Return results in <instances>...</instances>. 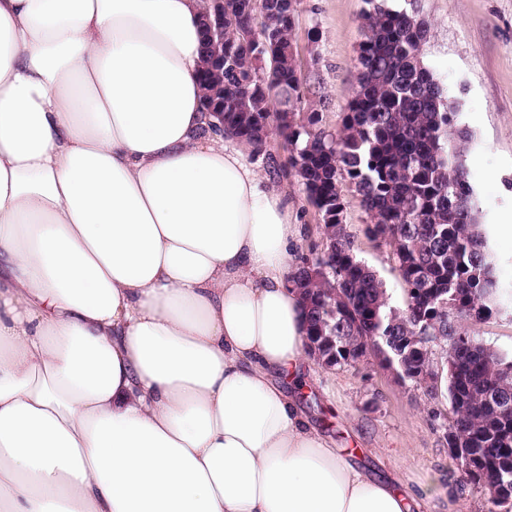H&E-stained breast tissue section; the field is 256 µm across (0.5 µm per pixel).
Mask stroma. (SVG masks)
I'll list each match as a JSON object with an SVG mask.
<instances>
[{"label": "stroma", "mask_w": 512, "mask_h": 512, "mask_svg": "<svg viewBox=\"0 0 512 512\" xmlns=\"http://www.w3.org/2000/svg\"><path fill=\"white\" fill-rule=\"evenodd\" d=\"M430 32L424 63L459 104L472 139L464 155L481 223L512 217V0H419ZM365 0H299L295 41L306 59L302 106L319 110L326 133H336L357 86L360 22ZM288 187L305 229L299 254L321 251L319 216L297 180ZM346 222L359 257L384 281L390 303L403 292L392 249L369 240L370 222L356 193L344 188ZM298 401L310 424L358 465L417 489L438 492L417 512H488L487 496L448 456L446 398L396 379L374 359L356 367H305Z\"/></svg>", "instance_id": "35a3bbf8"}]
</instances>
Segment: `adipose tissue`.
Here are the masks:
<instances>
[{"instance_id":"obj_1","label":"adipose tissue","mask_w":512,"mask_h":512,"mask_svg":"<svg viewBox=\"0 0 512 512\" xmlns=\"http://www.w3.org/2000/svg\"><path fill=\"white\" fill-rule=\"evenodd\" d=\"M201 0H0V512H410L283 379L303 228L204 125Z\"/></svg>"}]
</instances>
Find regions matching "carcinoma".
Instances as JSON below:
<instances>
[{
	"instance_id": "1",
	"label": "carcinoma",
	"mask_w": 512,
	"mask_h": 512,
	"mask_svg": "<svg viewBox=\"0 0 512 512\" xmlns=\"http://www.w3.org/2000/svg\"><path fill=\"white\" fill-rule=\"evenodd\" d=\"M394 8L366 0L361 16L358 85L336 135L322 113L297 112L303 82L289 56L294 26L288 2L270 0L264 20L249 0H225L224 70L199 74L203 103L224 104V131L262 153L271 132L288 149V174L304 187L324 228L323 249L301 258L288 283L303 297L307 347L328 368L353 366L342 347L373 336L409 343L426 337L451 357L435 399L446 396L448 454L482 487L489 512H512V349L484 341L470 325L512 311V286L496 276L480 232L479 208L463 155L470 141L458 104L424 64L429 24L416 0ZM258 32L244 43L242 33ZM278 62L270 87L256 78L261 59ZM354 187L371 225L367 236L388 244L403 286L390 305L383 282L358 257L346 224L342 185ZM347 299L339 304L336 297Z\"/></svg>"
}]
</instances>
